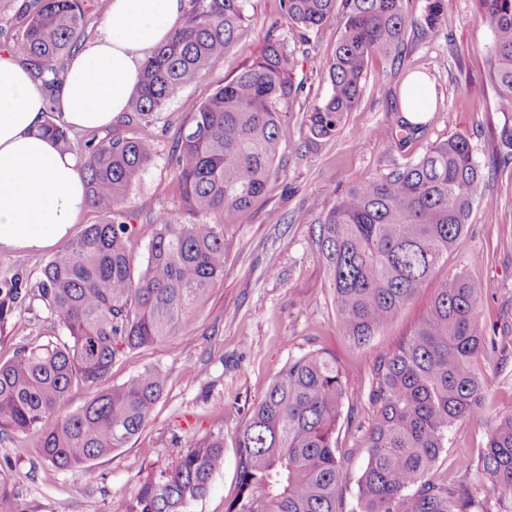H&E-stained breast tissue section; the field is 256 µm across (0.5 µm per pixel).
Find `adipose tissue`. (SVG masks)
Segmentation results:
<instances>
[{
  "mask_svg": "<svg viewBox=\"0 0 512 512\" xmlns=\"http://www.w3.org/2000/svg\"><path fill=\"white\" fill-rule=\"evenodd\" d=\"M183 0H111L100 38L82 45L56 92L57 119L105 128L128 110L147 54L167 41ZM46 100L14 54H0V245L63 239L87 205L74 154L43 135Z\"/></svg>",
  "mask_w": 512,
  "mask_h": 512,
  "instance_id": "obj_1",
  "label": "adipose tissue"
}]
</instances>
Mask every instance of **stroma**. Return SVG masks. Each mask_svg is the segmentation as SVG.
Returning a JSON list of instances; mask_svg holds the SVG:
<instances>
[{
	"label": "stroma",
	"instance_id": "obj_1",
	"mask_svg": "<svg viewBox=\"0 0 512 512\" xmlns=\"http://www.w3.org/2000/svg\"><path fill=\"white\" fill-rule=\"evenodd\" d=\"M446 25L426 39L407 35L401 64L375 59L354 112L333 137L311 143L308 106L329 92L326 62L336 41L335 25L312 33L310 43H293L295 81L303 90L280 127L281 148L267 189L243 214L224 221V277L191 319L185 337L126 352L112 366L108 385L127 381L147 366L161 368L167 388L143 430L125 447L76 471L45 462L35 436L0 435V459L14 465L8 504L18 512H125L139 485L170 466L193 438L224 433V468L189 512H224L237 494L234 438L248 408L265 393L290 357L312 350L334 355L357 398L375 365L401 343L426 315L438 286L461 273L483 290L478 320L495 341L478 366L487 380L486 412L512 413V161L492 164L501 150L505 116L487 84V50L492 29L478 17L475 0H445ZM248 20L223 60L197 84L185 88L161 114L159 124L139 127L119 120L101 136H154L156 156L132 186L125 210L134 227L131 249L143 261L152 237V218L162 209L178 211L179 199L168 163L178 128L190 112L261 52L270 31L287 36L280 0H247ZM423 78L432 91L423 133L405 149L380 136L401 106L408 82ZM470 140L484 173L482 193L496 198L494 209L475 204L462 244L449 251L429 280L385 330L357 347L342 335L318 245L321 215L359 178H377L392 162H414L451 136ZM59 248L0 247V277L22 276L35 284L45 261ZM50 322L36 304L16 308L0 335V360L15 347L41 340ZM373 420L366 403L354 417H342L338 448L345 456L341 499L351 512L367 453L361 429ZM483 422L464 420L448 435L434 475L455 476L454 459L478 460L487 443Z\"/></svg>",
	"mask_w": 512,
	"mask_h": 512
}]
</instances>
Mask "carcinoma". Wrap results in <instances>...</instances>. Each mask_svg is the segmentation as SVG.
I'll list each match as a JSON object with an SVG mask.
<instances>
[{"label":"carcinoma","instance_id":"cac0c4a2","mask_svg":"<svg viewBox=\"0 0 512 512\" xmlns=\"http://www.w3.org/2000/svg\"><path fill=\"white\" fill-rule=\"evenodd\" d=\"M344 20L327 68L330 92L307 110L311 141L334 136L357 106L368 63L401 58L407 30L433 32L447 22L444 0L408 13L405 0H282L288 37H269L258 57L224 83L180 129L169 163L185 219L153 217L139 273L128 248L123 205L155 157L149 137L74 142L49 116L44 135L80 159L87 205L99 215L45 264L37 287L0 279V331L16 307L37 302L64 339L22 345L0 362V434L39 432L40 456L77 470L127 445L145 427L167 377L146 367L98 391L80 409L57 415L75 386L96 388L125 351L180 337L224 277V216L245 211L265 189L279 151L278 127L297 99L288 40ZM7 48L22 58L55 112L54 94L85 36L84 0H38ZM246 0H185L169 40L143 62L127 121L149 124L198 82L246 22ZM494 32L487 82L500 112L512 114V0H478ZM423 129L403 112L385 137L402 147ZM482 168L470 141L451 136L428 154L359 179L325 213L319 245L336 323L366 345L396 317L466 233ZM482 288L457 274L436 289L426 317L382 358L367 393L374 422L363 432L367 464L352 512H472L464 481L434 478L448 432L482 419L488 441L482 471L498 499L512 500V415L486 414V380L476 368L489 344L479 326ZM348 390L336 360L310 351L288 361L235 435L239 492L225 512H342L343 466L336 427ZM224 467V434L196 439L170 467L139 487L126 512H188Z\"/></svg>","mask_w":512,"mask_h":512}]
</instances>
